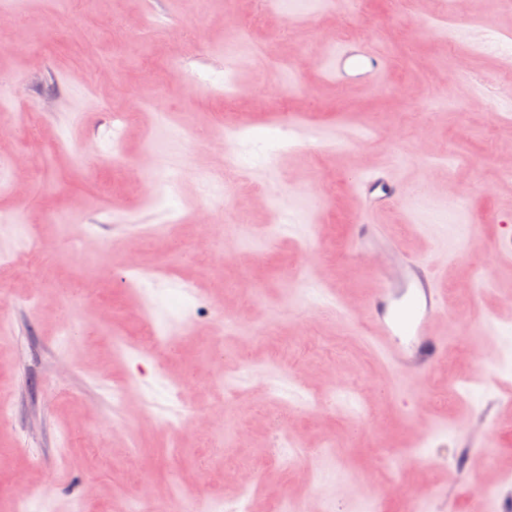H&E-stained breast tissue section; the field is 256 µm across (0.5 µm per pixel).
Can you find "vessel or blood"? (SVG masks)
<instances>
[{
	"mask_svg": "<svg viewBox=\"0 0 512 512\" xmlns=\"http://www.w3.org/2000/svg\"><path fill=\"white\" fill-rule=\"evenodd\" d=\"M389 66L384 52L374 46L354 45L336 51L330 58L328 74L374 85ZM362 187L367 204L386 208L388 202L405 197L408 189L385 168L367 172ZM443 264L435 258L406 263L402 284L379 281L367 304L374 324L372 344L381 358L399 372L421 378L448 351V338L430 334L429 322L447 316L444 298L438 288Z\"/></svg>",
	"mask_w": 512,
	"mask_h": 512,
	"instance_id": "b4317fda",
	"label": "vessel or blood"
}]
</instances>
